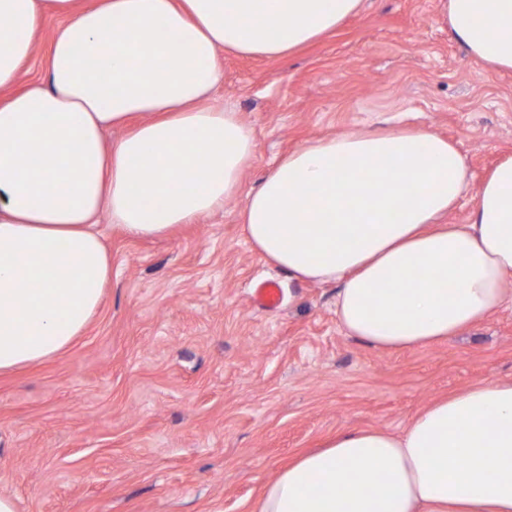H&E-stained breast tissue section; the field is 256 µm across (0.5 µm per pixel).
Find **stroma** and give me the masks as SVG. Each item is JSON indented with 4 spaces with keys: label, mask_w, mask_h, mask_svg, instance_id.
Instances as JSON below:
<instances>
[{
    "label": "stroma",
    "mask_w": 512,
    "mask_h": 512,
    "mask_svg": "<svg viewBox=\"0 0 512 512\" xmlns=\"http://www.w3.org/2000/svg\"><path fill=\"white\" fill-rule=\"evenodd\" d=\"M211 103L253 129L245 188L306 142L412 126L456 144L471 180L512 155V72L471 56L440 0H363L285 58L223 52ZM244 197L160 238L98 229L112 282L82 336L0 374V496L17 512H257L260 492L337 433H399L433 400L512 379V310L457 336L383 351L347 336L336 287L269 264L246 242ZM265 279L281 306L251 299Z\"/></svg>",
    "instance_id": "stroma-1"
}]
</instances>
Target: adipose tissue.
Listing matches in <instances>:
<instances>
[{"label":"adipose tissue","instance_id":"obj_1","mask_svg":"<svg viewBox=\"0 0 512 512\" xmlns=\"http://www.w3.org/2000/svg\"><path fill=\"white\" fill-rule=\"evenodd\" d=\"M440 2L472 56L512 70V0ZM360 4L0 0V373L67 348L97 314L112 276L101 216L149 238L241 194L251 248L300 281L337 283L340 326L376 348L431 344L512 307V156L462 224L439 218L467 187L464 157L418 128L307 142L243 191L257 144L209 103L220 51L286 56ZM47 14L64 18L47 83L15 91ZM258 512H512V380L436 400L398 434L336 435L282 469Z\"/></svg>","mask_w":512,"mask_h":512}]
</instances>
